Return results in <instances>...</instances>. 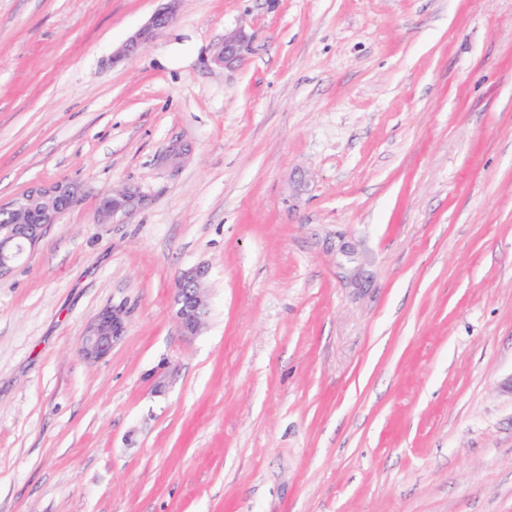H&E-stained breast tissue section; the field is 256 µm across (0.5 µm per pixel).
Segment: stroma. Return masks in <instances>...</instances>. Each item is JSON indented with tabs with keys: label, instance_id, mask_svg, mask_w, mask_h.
Returning <instances> with one entry per match:
<instances>
[{
	"label": "stroma",
	"instance_id": "obj_1",
	"mask_svg": "<svg viewBox=\"0 0 512 512\" xmlns=\"http://www.w3.org/2000/svg\"><path fill=\"white\" fill-rule=\"evenodd\" d=\"M159 6L0 0V201L81 194L0 280V512H512V0H178L113 63ZM169 3L159 8L148 20L142 29L132 35L120 49L112 55L113 63L136 55L140 49L161 32L167 29L173 21L174 11L172 3L175 0H163ZM250 38L242 29H236L224 34V44L214 57L215 63L230 66L243 59L248 50ZM141 201L140 196L130 190L111 193L104 198L97 212V221L99 224L112 223L118 215H127L136 210ZM208 274V267L197 265L184 271L177 280L174 305L184 336L197 335L208 314V301L204 291ZM126 315L121 308L108 307L97 313L86 325L79 352L91 362L103 360L124 336Z\"/></svg>",
	"mask_w": 512,
	"mask_h": 512
}]
</instances>
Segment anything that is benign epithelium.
Masks as SVG:
<instances>
[{
  "label": "benign epithelium",
  "instance_id": "benign-epithelium-1",
  "mask_svg": "<svg viewBox=\"0 0 512 512\" xmlns=\"http://www.w3.org/2000/svg\"><path fill=\"white\" fill-rule=\"evenodd\" d=\"M173 0L159 8L142 29L132 35L112 55V63L136 55L140 49L173 21ZM250 38L241 29L224 34V44L214 57L215 63L230 66L243 59ZM79 188L70 184H34L25 193L8 202H0V279L9 275L23 255L33 249L50 224L76 205ZM141 204L140 196L130 190L112 193L104 198L97 212L100 224H110L117 216L127 215ZM208 267L197 265L184 271L177 280L174 305L176 318L185 336L197 335L208 314L205 283ZM125 312L108 307L97 313L86 325L81 337L79 352L91 362L108 356L124 336Z\"/></svg>",
  "mask_w": 512,
  "mask_h": 512
}]
</instances>
